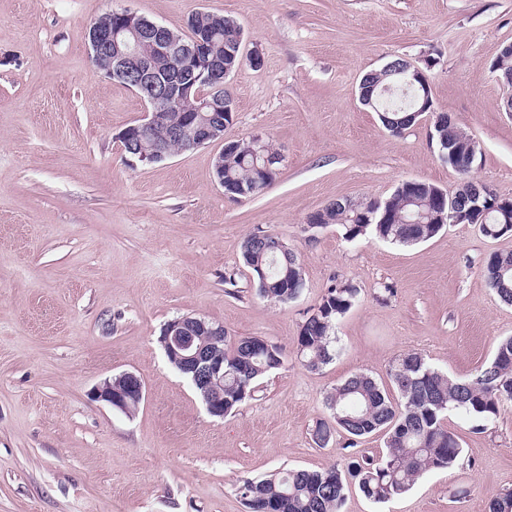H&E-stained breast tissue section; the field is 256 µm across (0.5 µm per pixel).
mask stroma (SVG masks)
<instances>
[{
    "label": "stroma",
    "mask_w": 512,
    "mask_h": 512,
    "mask_svg": "<svg viewBox=\"0 0 512 512\" xmlns=\"http://www.w3.org/2000/svg\"><path fill=\"white\" fill-rule=\"evenodd\" d=\"M115 9L181 32L203 10L241 25L263 64L227 78L223 140L153 163L123 151L144 104L94 69L85 39ZM509 43L512 0H0V512H247L244 480L342 462L343 438L322 448L313 430L347 377L389 384L409 351L454 378L488 364L512 336V306L482 262L512 252V234L450 224L404 247L305 222L405 180L453 190L461 175L432 138L439 112L479 145L471 178L512 198V115L493 70ZM396 57L429 68L434 107L399 136L358 98L362 77ZM254 135L281 153L280 173L228 199L215 158ZM257 232L298 252V298L258 296L241 257ZM335 279L359 295L336 324L337 357L314 371L297 336ZM182 316L279 344L284 363L210 417L159 343ZM124 372L144 385L130 415L91 397ZM446 425L462 447L453 467L385 503L349 488L341 512H487L512 490V404L488 423L453 411Z\"/></svg>",
    "instance_id": "obj_1"
}]
</instances>
